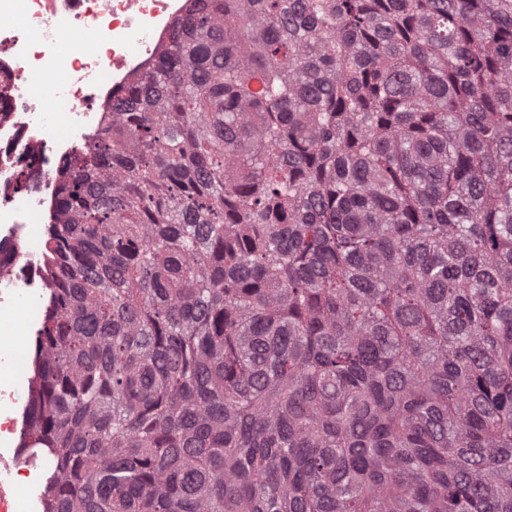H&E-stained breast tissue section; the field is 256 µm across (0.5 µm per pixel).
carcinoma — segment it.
Returning <instances> with one entry per match:
<instances>
[{
	"instance_id": "carcinoma-1",
	"label": "carcinoma",
	"mask_w": 512,
	"mask_h": 512,
	"mask_svg": "<svg viewBox=\"0 0 512 512\" xmlns=\"http://www.w3.org/2000/svg\"><path fill=\"white\" fill-rule=\"evenodd\" d=\"M57 172L46 512H512V0H187Z\"/></svg>"
}]
</instances>
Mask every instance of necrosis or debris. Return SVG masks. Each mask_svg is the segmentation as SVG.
<instances>
[{
  "label": "necrosis or debris",
  "mask_w": 512,
  "mask_h": 512,
  "mask_svg": "<svg viewBox=\"0 0 512 512\" xmlns=\"http://www.w3.org/2000/svg\"><path fill=\"white\" fill-rule=\"evenodd\" d=\"M185 11L183 0H0V318L44 299L36 230L56 212L58 162L104 127L113 97L152 68ZM64 29L95 36V48L57 54ZM39 76L63 126L48 120Z\"/></svg>",
  "instance_id": "obj_1"
}]
</instances>
